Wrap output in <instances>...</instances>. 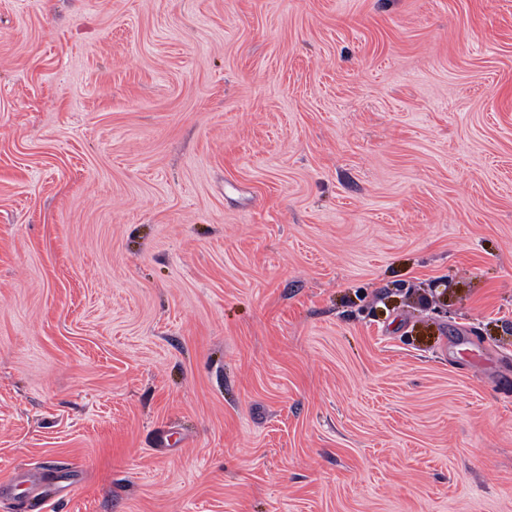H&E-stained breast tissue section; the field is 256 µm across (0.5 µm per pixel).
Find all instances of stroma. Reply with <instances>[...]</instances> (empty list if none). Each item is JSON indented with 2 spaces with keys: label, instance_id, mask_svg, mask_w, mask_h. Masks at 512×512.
<instances>
[{
  "label": "stroma",
  "instance_id": "stroma-1",
  "mask_svg": "<svg viewBox=\"0 0 512 512\" xmlns=\"http://www.w3.org/2000/svg\"><path fill=\"white\" fill-rule=\"evenodd\" d=\"M0 512H512V0H0Z\"/></svg>",
  "mask_w": 512,
  "mask_h": 512
}]
</instances>
